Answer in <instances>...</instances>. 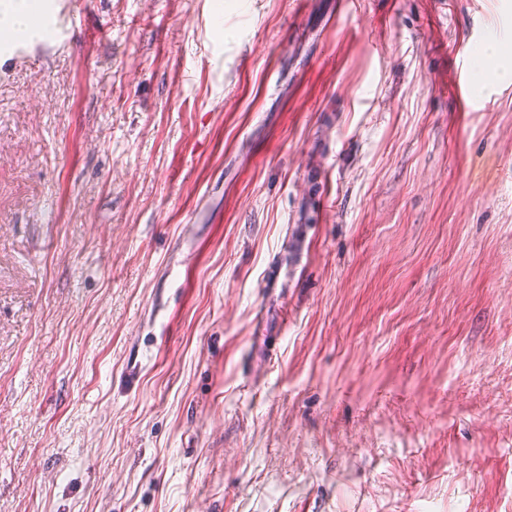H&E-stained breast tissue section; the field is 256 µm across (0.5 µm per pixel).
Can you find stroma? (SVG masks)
I'll return each instance as SVG.
<instances>
[{"label": "stroma", "instance_id": "obj_1", "mask_svg": "<svg viewBox=\"0 0 512 512\" xmlns=\"http://www.w3.org/2000/svg\"><path fill=\"white\" fill-rule=\"evenodd\" d=\"M45 15L0 40V512H512V0Z\"/></svg>", "mask_w": 512, "mask_h": 512}]
</instances>
